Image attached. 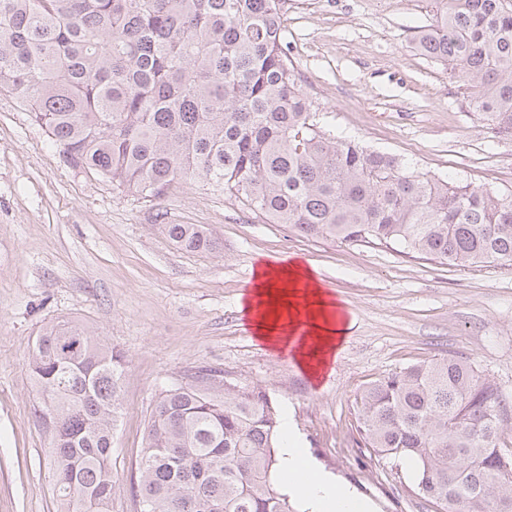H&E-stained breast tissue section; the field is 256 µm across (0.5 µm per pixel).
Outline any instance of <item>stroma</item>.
<instances>
[{
    "label": "stroma",
    "instance_id": "stroma-1",
    "mask_svg": "<svg viewBox=\"0 0 512 512\" xmlns=\"http://www.w3.org/2000/svg\"><path fill=\"white\" fill-rule=\"evenodd\" d=\"M429 0H289L288 54L325 129L420 170L512 191V137L479 120L445 67L411 38ZM168 224H203L187 252ZM299 258L346 306L334 361L310 379L257 340L239 308L259 261ZM69 320L125 353L112 430V512H137L148 420L187 370L257 385L322 470L371 512H428L408 474L355 443L354 395L392 371L457 352L512 394V269L451 268L395 245L306 238L185 181L149 201L63 163L47 134L0 91V512H59L48 433L26 362L36 336Z\"/></svg>",
    "mask_w": 512,
    "mask_h": 512
}]
</instances>
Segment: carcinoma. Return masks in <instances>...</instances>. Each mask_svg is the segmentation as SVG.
Returning a JSON list of instances; mask_svg holds the SVG:
<instances>
[{
    "instance_id": "carcinoma-1",
    "label": "carcinoma",
    "mask_w": 512,
    "mask_h": 512,
    "mask_svg": "<svg viewBox=\"0 0 512 512\" xmlns=\"http://www.w3.org/2000/svg\"><path fill=\"white\" fill-rule=\"evenodd\" d=\"M414 48L464 104L512 136V0H431ZM288 0H0V90L63 161L158 199L199 180L300 235L397 243L450 267L512 268V192L475 187L318 126L285 42ZM213 248L202 224H167ZM49 400L60 512H112V426L124 355L69 322L26 364ZM201 366L159 396L131 494L139 512H294L266 391ZM358 444L433 512H512V398L450 353L355 394Z\"/></svg>"
}]
</instances>
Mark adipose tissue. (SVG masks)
<instances>
[{
	"label": "adipose tissue",
	"mask_w": 512,
	"mask_h": 512,
	"mask_svg": "<svg viewBox=\"0 0 512 512\" xmlns=\"http://www.w3.org/2000/svg\"><path fill=\"white\" fill-rule=\"evenodd\" d=\"M253 282L243 307L254 337L279 354H291L310 377H319L345 334L343 304L323 288L316 269L298 259L257 263ZM281 433L280 468L291 476V490L308 500L313 512H368L336 479L315 467L289 426H282Z\"/></svg>",
	"instance_id": "adipose-tissue-1"
}]
</instances>
